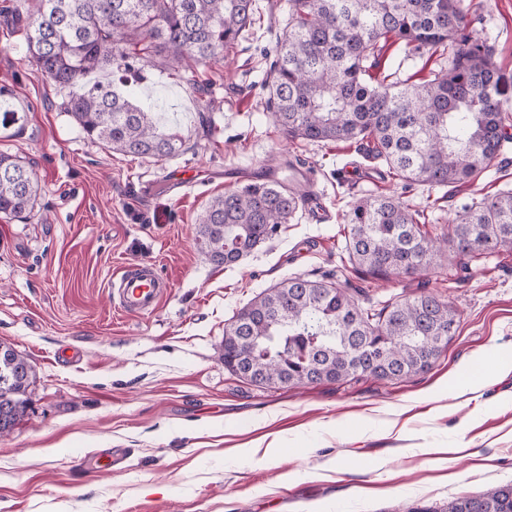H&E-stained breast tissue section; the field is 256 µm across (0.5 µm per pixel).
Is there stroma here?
<instances>
[{"label":"stroma","instance_id":"obj_1","mask_svg":"<svg viewBox=\"0 0 512 512\" xmlns=\"http://www.w3.org/2000/svg\"><path fill=\"white\" fill-rule=\"evenodd\" d=\"M473 34L512 74V0H466ZM28 0H0V88L20 120L0 127V153L33 167L41 192L25 218L0 214V342L36 379L25 415L0 436V512H395L439 506L512 483V374L465 395L445 388L491 350L512 352V249L380 280L352 268L343 215L355 201L396 195L431 210L443 237L472 199L512 189V141L471 185L403 191L359 142L285 138L263 80L284 34L285 0H257L233 58L193 78L156 67L140 90L183 138L154 161L91 140L64 93L28 49ZM436 55L404 58L381 42L366 78L431 80ZM315 174L319 209L299 210L230 266L197 245L208 202L247 174L286 159ZM201 172L177 197L168 173ZM148 263L171 283L149 316L118 310L109 285ZM333 278L361 302L433 292L460 326L432 368L409 380L362 377L299 389L253 385L224 367V327L258 293L293 276ZM122 454L103 471L90 462Z\"/></svg>","mask_w":512,"mask_h":512}]
</instances>
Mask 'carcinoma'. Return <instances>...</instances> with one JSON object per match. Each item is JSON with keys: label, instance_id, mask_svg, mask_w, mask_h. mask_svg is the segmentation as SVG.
I'll use <instances>...</instances> for the list:
<instances>
[{"label": "carcinoma", "instance_id": "obj_1", "mask_svg": "<svg viewBox=\"0 0 512 512\" xmlns=\"http://www.w3.org/2000/svg\"><path fill=\"white\" fill-rule=\"evenodd\" d=\"M25 38L46 76L67 91L64 108L108 148L163 160L183 142L163 130L155 105L135 103L148 67H194L229 57L255 0H31ZM288 22L264 85L274 124L311 142L368 140L408 185L445 187L478 180L512 138V76L491 62L466 29L465 0H286ZM392 35L414 54L440 51L448 68L422 85L365 80L367 62ZM112 71L120 87L88 77ZM210 200L198 217L200 253L232 265L293 220L305 192L278 171ZM35 171L0 153V213L32 211ZM428 214L399 197L359 199L344 215L350 261L379 279L417 275L434 261L512 247V190L484 197L455 216L448 243L425 236ZM459 318L422 293L364 307L339 283L293 277L263 290L224 328V367L259 386L410 378L432 368ZM36 372L0 343V435L26 409ZM397 512H512V484L440 507Z\"/></svg>", "mask_w": 512, "mask_h": 512}]
</instances>
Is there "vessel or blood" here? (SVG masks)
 <instances>
[{
	"instance_id": "vessel-or-blood-1",
	"label": "vessel or blood",
	"mask_w": 512,
	"mask_h": 512,
	"mask_svg": "<svg viewBox=\"0 0 512 512\" xmlns=\"http://www.w3.org/2000/svg\"><path fill=\"white\" fill-rule=\"evenodd\" d=\"M170 283L143 264L122 268L113 276L112 294L124 313L150 315L159 307Z\"/></svg>"
}]
</instances>
